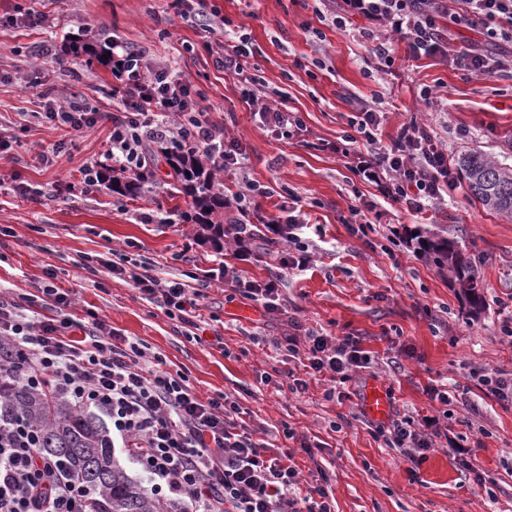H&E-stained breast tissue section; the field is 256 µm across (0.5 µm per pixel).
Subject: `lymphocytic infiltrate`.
I'll use <instances>...</instances> for the list:
<instances>
[{
  "mask_svg": "<svg viewBox=\"0 0 512 512\" xmlns=\"http://www.w3.org/2000/svg\"><path fill=\"white\" fill-rule=\"evenodd\" d=\"M355 13L390 23L392 31L417 56L449 54L453 64L475 74H490L503 60L468 47L449 48L440 24L444 0H347ZM465 16L484 28L489 38L512 42V0H466ZM218 67L229 70L245 85L246 98L259 104L265 124L286 136L300 134L297 113L265 105L261 85L240 61L245 45L217 41L209 49ZM141 53L121 41L112 43V67L120 81V106L105 114L82 105L76 95L47 101L36 120L48 127L76 132L109 122L108 156L114 169L138 181L150 174L149 143L167 150L190 149L215 170L237 173L244 154L240 143L226 135L197 107L196 91L181 72L165 65L143 71ZM381 121L377 109L366 110L350 143L365 142L370 166L388 172L387 196L412 213L452 196L458 188L448 155L432 141L425 127L410 123L391 145H378L375 132ZM111 274L129 279L145 300L182 324H190L203 291L212 282L231 279L235 292L265 312H281L286 300L276 280L264 282L229 277L225 267L207 271L197 285L159 277L143 261L125 267L109 265ZM50 315L29 317L15 302L0 297V340L20 352L26 362L25 380L64 394L78 407H93L108 420L112 439L146 474L154 494L187 501L190 512H332L324 486L298 494V471L293 453H267L240 418L241 408L226 394L200 398L182 373L164 369L158 355L146 346L125 342L106 331L104 321L92 317L76 324L67 311L72 299L54 285L42 290ZM81 336H71L73 327ZM289 350L305 348L302 373L287 371L290 393H303L309 379L329 378L343 384L354 369L366 367L368 353L353 336L288 337ZM374 433L388 448L405 458L420 459L437 448L442 436L436 422L416 424L413 417L391 419ZM93 492L64 472L59 460L36 447L26 429L0 433V512H89Z\"/></svg>",
  "mask_w": 512,
  "mask_h": 512,
  "instance_id": "obj_1",
  "label": "lymphocytic infiltrate"
}]
</instances>
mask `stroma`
Listing matches in <instances>:
<instances>
[{"label":"stroma","mask_w":512,"mask_h":512,"mask_svg":"<svg viewBox=\"0 0 512 512\" xmlns=\"http://www.w3.org/2000/svg\"><path fill=\"white\" fill-rule=\"evenodd\" d=\"M206 4L247 37L245 66L276 94L278 107L299 114L300 136L263 127L242 87L215 65L198 23L181 17L178 0H0V18L32 10L49 18L35 30L0 26V135L13 143L0 153V296L26 304L54 271L55 286L74 299V318L98 315L111 331L149 347L168 370L183 372L200 397L223 393L237 402L257 438L278 451L293 449L301 491L325 485L334 512H512V403L498 401L475 377L512 375V339L501 332L512 321V217L485 209L464 189L448 205L407 212L384 194L388 174L372 180L360 173L367 149L345 140L350 121L374 106L383 114L382 144L416 121L449 158L475 150L512 165V68L478 76L441 56L412 57L397 39L384 62L369 35L390 33V24L349 16L345 0ZM340 16L345 26L336 25ZM103 31L142 50L145 64L182 71L209 118L241 141L246 173L224 174V196L235 197L244 176L270 188L271 197L244 218L254 239L239 244L228 236L218 248L201 238L170 199L162 162L138 195L104 185L88 191L85 165L112 172L108 124L74 133L23 121V113L38 111L41 94L63 89L102 112L118 107L111 68L65 52L71 38ZM45 44L53 57L40 55ZM59 141V157L43 162L42 153ZM20 183L39 196L15 192ZM287 191L300 198L307 218L301 239L310 262L284 279L285 313L266 314L232 296L230 285H215L199 302L194 341L104 267L145 259L160 277L184 282L222 263L241 278L268 280L288 244L284 224L271 221ZM355 200L369 207L361 237L347 223ZM144 211L157 222L140 223ZM167 215L175 223H164ZM434 226L475 256L484 298L479 315L408 243V230ZM296 331L359 338L372 362L344 385V399H326L324 379L311 381L304 394L289 393L284 372L298 360L286 339ZM263 372L271 373L270 383L259 382ZM372 384L390 391L392 413L446 416L449 446L415 463L388 448L364 411ZM434 386L447 390L449 405L432 400ZM287 427L294 439L285 437ZM304 439L317 443L314 455L301 450ZM455 443L469 450L471 470L459 466ZM476 472L485 485L474 482Z\"/></svg>","instance_id":"stroma-1"}]
</instances>
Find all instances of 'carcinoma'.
Listing matches in <instances>:
<instances>
[{"instance_id": "obj_1", "label": "carcinoma", "mask_w": 512, "mask_h": 512, "mask_svg": "<svg viewBox=\"0 0 512 512\" xmlns=\"http://www.w3.org/2000/svg\"><path fill=\"white\" fill-rule=\"evenodd\" d=\"M76 58L91 64L108 65L106 37L103 34L68 45ZM171 169L172 196L184 198L188 207L184 217L220 239L224 237V187L213 170L192 153L166 155ZM458 179L471 196L488 210L512 217V167L480 151H467L455 162ZM109 189L122 195L140 193L139 183L114 177ZM419 249L438 272L465 296L470 307L484 305L480 293V277L472 257L437 229H426L417 235ZM0 360L8 363L14 373L0 378V430L18 424L32 427L39 447L58 457L65 470L91 488L98 501L96 512H177V505L150 495L116 459L104 420L95 412L75 407L67 398L57 395L47 400L43 393L18 377L22 359L10 356L8 344H0Z\"/></svg>"}]
</instances>
